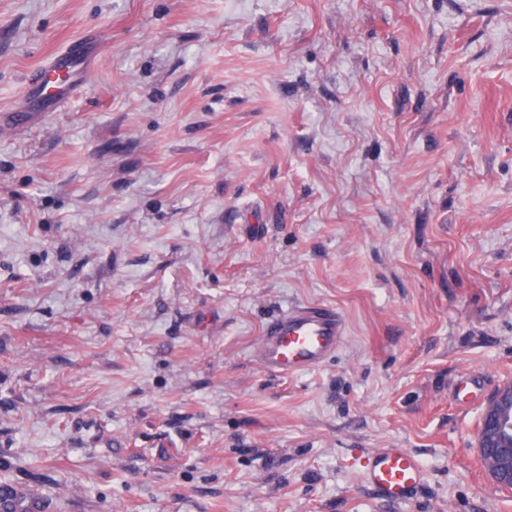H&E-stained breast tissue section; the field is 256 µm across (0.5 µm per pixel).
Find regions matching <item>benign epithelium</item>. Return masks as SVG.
<instances>
[{
	"label": "benign epithelium",
	"mask_w": 512,
	"mask_h": 512,
	"mask_svg": "<svg viewBox=\"0 0 512 512\" xmlns=\"http://www.w3.org/2000/svg\"><path fill=\"white\" fill-rule=\"evenodd\" d=\"M477 448L487 462L490 478L512 487V384L499 389L486 405L477 435Z\"/></svg>",
	"instance_id": "7a95c632"
}]
</instances>
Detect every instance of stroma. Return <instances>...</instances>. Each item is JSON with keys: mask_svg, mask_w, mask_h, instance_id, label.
Masks as SVG:
<instances>
[{"mask_svg": "<svg viewBox=\"0 0 512 512\" xmlns=\"http://www.w3.org/2000/svg\"><path fill=\"white\" fill-rule=\"evenodd\" d=\"M102 44L23 126L28 76ZM297 305L320 367L252 357ZM512 0H0V486L40 512H512ZM414 452L380 499L361 464ZM346 336L342 314L327 306H296L270 319L255 357L268 374L287 377L321 366ZM512 383L499 389L486 405L477 435V448L487 462L490 478L512 490ZM364 479L384 500L403 504L422 484L423 471L417 457L406 448H380L368 456Z\"/></svg>", "mask_w": 512, "mask_h": 512, "instance_id": "stroma-1", "label": "stroma"}]
</instances>
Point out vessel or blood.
Returning <instances> with one entry per match:
<instances>
[{
  "mask_svg": "<svg viewBox=\"0 0 512 512\" xmlns=\"http://www.w3.org/2000/svg\"><path fill=\"white\" fill-rule=\"evenodd\" d=\"M95 42L85 39L66 47L43 64L27 81V112H53L84 82L94 55ZM346 336L342 314L327 306H296L270 319L255 349V357L268 374L285 377L321 366L339 349ZM364 479L389 502L403 504L423 482L417 457L404 448H381L365 463Z\"/></svg>",
  "mask_w": 512,
  "mask_h": 512,
  "instance_id": "b4317fda",
  "label": "vessel or blood"
}]
</instances>
